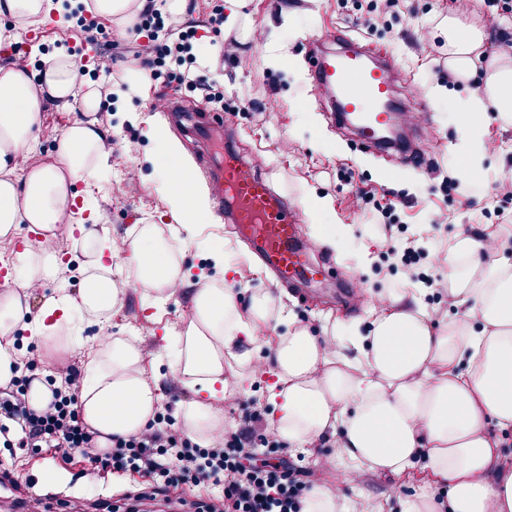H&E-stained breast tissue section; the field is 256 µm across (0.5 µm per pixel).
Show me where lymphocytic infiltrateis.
<instances>
[{
    "label": "lymphocytic infiltrate",
    "mask_w": 512,
    "mask_h": 512,
    "mask_svg": "<svg viewBox=\"0 0 512 512\" xmlns=\"http://www.w3.org/2000/svg\"><path fill=\"white\" fill-rule=\"evenodd\" d=\"M224 24L222 9H215L203 22L165 21L155 0H144L135 15L131 32L147 33L146 48L131 52L120 42L103 47L97 63L111 72L119 61L134 59L150 80H158L168 57H175L183 69L178 79L189 90L201 92L215 106H223L224 93L206 69L194 66L192 40L198 27L219 32ZM38 364L26 360L23 371L0 386V445L18 446L34 451L76 450L99 463L103 476L122 477L143 472L154 481V494L178 484L209 483L217 490L213 512H301L315 473L288 460L277 465L261 462L257 448L276 452L282 441L265 429L260 412L246 414L242 427L225 432L214 445L203 447L191 441L175 427L171 415L158 416L155 423L129 438L113 439L110 448L97 444L98 434L86 427L78 409V370L74 365H54L46 381L52 399L46 409L32 410L26 395L31 373Z\"/></svg>",
    "instance_id": "obj_1"
}]
</instances>
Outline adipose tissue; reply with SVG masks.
Masks as SVG:
<instances>
[{
  "instance_id": "obj_1",
  "label": "adipose tissue",
  "mask_w": 512,
  "mask_h": 512,
  "mask_svg": "<svg viewBox=\"0 0 512 512\" xmlns=\"http://www.w3.org/2000/svg\"><path fill=\"white\" fill-rule=\"evenodd\" d=\"M441 34L449 66L468 77L485 32L467 24L459 8ZM77 78L78 65L65 54L53 56L43 71L49 94L58 99L72 96ZM41 107L27 70L0 66V238L23 224L33 234L14 257L16 278L0 289V385L21 362L13 333L23 296L61 268L50 243L73 203L72 187L96 180L107 163L98 131L78 121L61 134L56 164L17 178V160L33 139ZM490 111L512 122V58L505 55L492 56L481 90L459 107L458 149L474 172L487 150L480 119ZM156 163L169 215L194 235L211 219L207 191L193 181L177 143L161 139ZM500 234L505 242L489 257L482 237L467 230L449 245L441 278L459 314L437 331L414 288L366 295L368 329L342 323L329 336L302 327L273 334L283 309L270 290L255 292L242 307L232 289L215 283L195 289L177 346L167 352L173 380L192 394L179 413L186 436L203 445L222 438L227 424L220 405L229 389L244 391L270 373L278 411L270 429L291 447L335 439L336 452L324 464L349 473L400 476L423 468L427 477L414 497L401 500L402 512H437L434 488L440 484L450 488L448 512H512V465L488 431L492 423L512 428V226L501 225ZM81 243L88 257L83 287L44 299L28 325L44 345L59 347L61 326L73 325L75 316L115 312L121 285L134 283L148 302L160 305L185 285L157 225H140L119 240L108 228L85 227ZM245 340L263 341L271 366L251 365L239 350ZM228 360L241 367L232 385L224 377ZM161 399L136 340L111 336L87 349L80 410L85 425L99 433L100 447L110 437L141 433Z\"/></svg>"
}]
</instances>
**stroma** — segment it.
I'll use <instances>...</instances> for the list:
<instances>
[{
    "mask_svg": "<svg viewBox=\"0 0 512 512\" xmlns=\"http://www.w3.org/2000/svg\"><path fill=\"white\" fill-rule=\"evenodd\" d=\"M455 8L454 0H400L392 8L385 0H242L237 23L223 30L224 40L233 44L230 51L216 48L211 30H199L196 38L212 77L224 85V112L185 93L175 82L164 86L148 81L142 91L130 90L119 81L132 68L128 62L114 65L111 73L99 72L93 63L94 44L73 20L35 27L0 16V65L13 46L25 54L27 68L35 74L42 55L66 53L80 59L76 90L92 87L100 95L101 117L95 125L109 165L96 183H77L74 192L77 202L86 203L113 237H125L140 224H156L166 237L175 235L157 176L158 143L152 134L156 128L171 130L156 110L163 94L181 98L188 109L235 129L237 151L265 173L291 205L301 208L310 193L328 199L330 210L316 217L302 212L300 220L306 234L315 223L343 231L340 246L315 248L311 256L313 263L329 267V275L282 289L294 324L319 336L328 315L346 322L369 321L361 290L387 294L409 287L419 276L435 278L461 227L490 235L498 229L495 208L512 215V123L488 116L484 131L490 149L481 160L482 174L474 180L461 174L466 161L456 150L455 113L460 100L482 88L483 73L474 71L452 85L434 72L447 54L437 26ZM339 33L364 39L373 53L393 58L400 70L399 85L442 89L441 97L427 98L429 115L423 123L409 127L418 162L357 146L350 132L332 123L325 112L327 97L313 89L308 73V39L322 35L332 48ZM84 117L78 104L65 107L44 97L40 124L21 168L54 163L60 135ZM364 187L371 189L376 203L394 207L404 238L423 248L416 264L404 265L400 256L391 255V240L371 223L357 197ZM51 247L66 266L64 279L46 281L42 291L34 293L24 315L28 322L38 314L42 298L54 294L59 284L75 292L86 277L87 258L67 224L59 225ZM178 259L190 286L225 283L243 305L256 290L274 285L233 225L217 217L197 230L193 244L181 247ZM228 262L238 269L229 280L224 277ZM187 305L184 296L169 300L160 320H151L140 292L131 286L116 314L82 319V334L91 343L100 336L141 338L145 363L153 367L162 403L173 415L189 395L170 378L161 357L162 336L166 328L179 326ZM256 409L265 421H272L275 409L260 383L223 403L224 416L235 428ZM97 472V463L74 451L45 452L25 460L27 477L44 495L42 512H96L97 500L106 502V512H129L137 504L133 492L148 485L147 478L137 474L113 483L97 479ZM422 478L418 470L398 478L367 470L354 475L344 493L353 512H360L367 500L398 512L400 499L412 496Z\"/></svg>",
    "mask_w": 512,
    "mask_h": 512,
    "instance_id": "obj_1",
    "label": "stroma"
}]
</instances>
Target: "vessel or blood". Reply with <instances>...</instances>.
<instances>
[{
    "mask_svg": "<svg viewBox=\"0 0 512 512\" xmlns=\"http://www.w3.org/2000/svg\"><path fill=\"white\" fill-rule=\"evenodd\" d=\"M310 78L315 91L333 95L339 119L352 121L359 142L377 150L390 149L385 131L392 123L390 103L396 86L388 63L369 60L367 45L349 39L338 52L312 51ZM197 163L225 222L250 227L253 253L277 278L292 284L318 273L302 246V227L287 197L232 147H225L220 166L206 153Z\"/></svg>",
    "mask_w": 512,
    "mask_h": 512,
    "instance_id": "vessel-or-blood-1",
    "label": "vessel or blood"
}]
</instances>
